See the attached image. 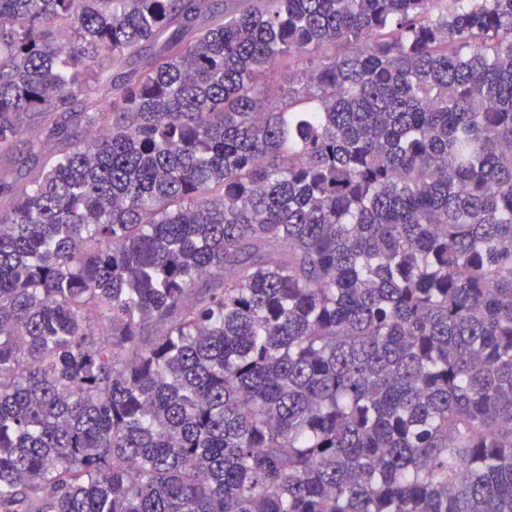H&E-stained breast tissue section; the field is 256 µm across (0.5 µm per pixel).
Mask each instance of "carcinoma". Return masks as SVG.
Masks as SVG:
<instances>
[{
	"label": "carcinoma",
	"mask_w": 512,
	"mask_h": 512,
	"mask_svg": "<svg viewBox=\"0 0 512 512\" xmlns=\"http://www.w3.org/2000/svg\"><path fill=\"white\" fill-rule=\"evenodd\" d=\"M47 139L0 512H512V0H0Z\"/></svg>",
	"instance_id": "obj_1"
}]
</instances>
